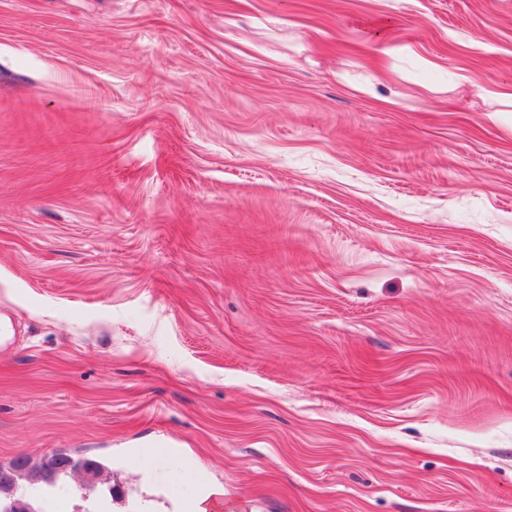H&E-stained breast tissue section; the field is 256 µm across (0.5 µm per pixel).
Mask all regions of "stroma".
<instances>
[{
  "mask_svg": "<svg viewBox=\"0 0 512 512\" xmlns=\"http://www.w3.org/2000/svg\"><path fill=\"white\" fill-rule=\"evenodd\" d=\"M493 85L512 0H0V464L101 460L107 512H512Z\"/></svg>",
  "mask_w": 512,
  "mask_h": 512,
  "instance_id": "stroma-1",
  "label": "stroma"
}]
</instances>
